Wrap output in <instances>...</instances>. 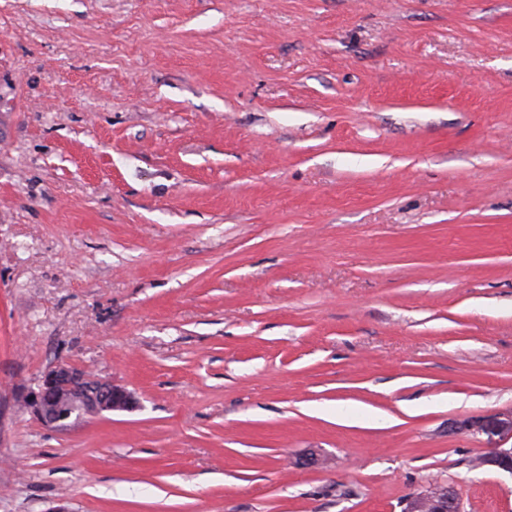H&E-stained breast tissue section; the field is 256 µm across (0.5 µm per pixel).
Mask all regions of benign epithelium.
Masks as SVG:
<instances>
[{
  "label": "benign epithelium",
  "instance_id": "1",
  "mask_svg": "<svg viewBox=\"0 0 512 512\" xmlns=\"http://www.w3.org/2000/svg\"><path fill=\"white\" fill-rule=\"evenodd\" d=\"M138 406L135 394L109 379L90 374L83 368L58 363L41 376L38 387L25 393L22 407L43 425L67 430L78 422L106 413L131 412ZM474 434L493 430L501 437L500 445L478 457L475 467H494L512 474V413L491 421L469 419L452 424ZM406 512H462L454 487L444 483L428 486L412 498Z\"/></svg>",
  "mask_w": 512,
  "mask_h": 512
}]
</instances>
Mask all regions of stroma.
I'll list each match as a JSON object with an SVG mask.
<instances>
[{
	"mask_svg": "<svg viewBox=\"0 0 512 512\" xmlns=\"http://www.w3.org/2000/svg\"><path fill=\"white\" fill-rule=\"evenodd\" d=\"M509 411L512 0H0V512H512ZM23 398L21 406L55 430L70 429L104 413L131 412L138 406L135 394L125 387L63 362L49 367L37 389ZM459 427L474 434H481L488 430L498 433L501 437L499 446L490 448V451L478 457L475 461V467L489 466L512 474V442L509 448L503 447L507 442L512 441V413L503 417H496L491 421L469 419L459 423ZM406 512H462V506L454 493V487L444 483L428 486L412 498Z\"/></svg>",
	"mask_w": 512,
	"mask_h": 512,
	"instance_id": "1",
	"label": "stroma"
}]
</instances>
